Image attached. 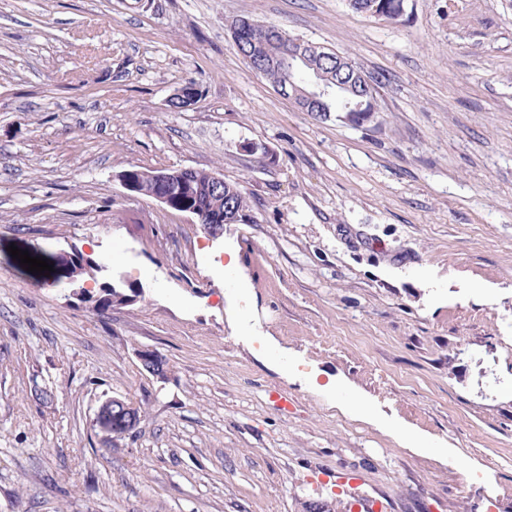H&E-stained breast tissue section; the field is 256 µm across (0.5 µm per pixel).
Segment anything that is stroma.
Masks as SVG:
<instances>
[{"instance_id": "stroma-1", "label": "stroma", "mask_w": 512, "mask_h": 512, "mask_svg": "<svg viewBox=\"0 0 512 512\" xmlns=\"http://www.w3.org/2000/svg\"><path fill=\"white\" fill-rule=\"evenodd\" d=\"M239 15L377 77L374 123L277 94ZM131 167L221 173L254 221L210 237ZM72 244L144 299L98 315L8 251ZM113 397L142 407L115 442ZM321 470L389 512H512V6L0 0V512H348ZM405 0H349V6L358 13L369 14L377 6L379 10L390 13L395 21H401L406 12Z\"/></svg>"}]
</instances>
